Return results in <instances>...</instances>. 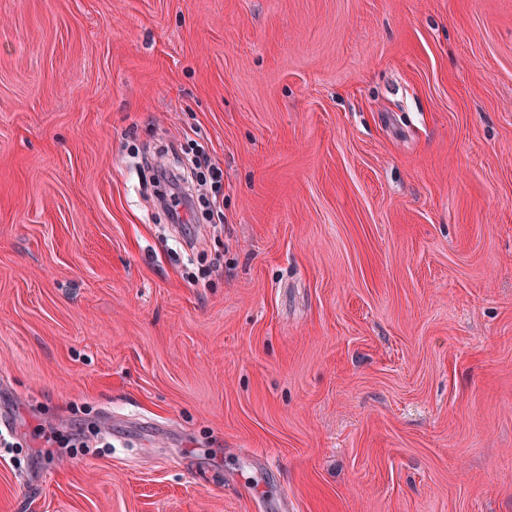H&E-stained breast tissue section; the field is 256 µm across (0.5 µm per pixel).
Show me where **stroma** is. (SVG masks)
Returning a JSON list of instances; mask_svg holds the SVG:
<instances>
[{"label":"stroma","mask_w":512,"mask_h":512,"mask_svg":"<svg viewBox=\"0 0 512 512\" xmlns=\"http://www.w3.org/2000/svg\"><path fill=\"white\" fill-rule=\"evenodd\" d=\"M0 407V512H512V0H0ZM194 163L196 169L200 170L199 174L210 184L211 191L218 192L222 188L223 171L221 168L212 163L204 152H198L195 155ZM159 177L170 185V191L162 197V204L175 221H180L178 212L179 207L186 205V201L180 191L179 185L172 174H169L165 169L158 171Z\"/></svg>","instance_id":"obj_1"}]
</instances>
